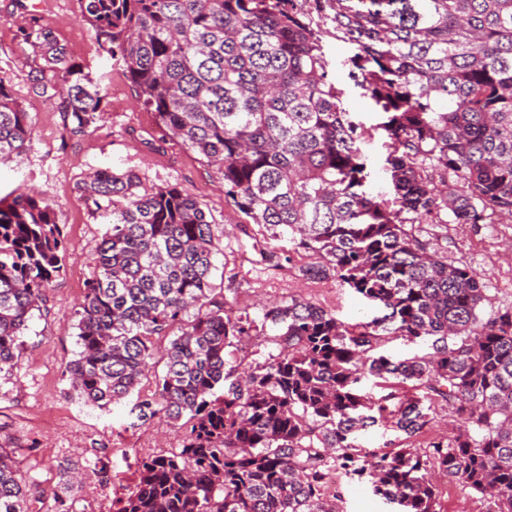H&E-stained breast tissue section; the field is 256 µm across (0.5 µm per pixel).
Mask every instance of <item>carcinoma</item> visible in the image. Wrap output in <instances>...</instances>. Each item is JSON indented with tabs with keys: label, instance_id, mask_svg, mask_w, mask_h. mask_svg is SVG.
<instances>
[{
	"label": "carcinoma",
	"instance_id": "carcinoma-1",
	"mask_svg": "<svg viewBox=\"0 0 512 512\" xmlns=\"http://www.w3.org/2000/svg\"><path fill=\"white\" fill-rule=\"evenodd\" d=\"M78 0L156 123L224 177L254 224L279 231L386 314L348 327L303 298L266 311L277 353L231 361L253 321L215 298L216 246L203 203L177 186L100 168L80 187L109 224L77 311L69 390L104 408L137 395L136 420L189 427L177 453L143 459L116 512H337L335 468L371 477L402 512H439L436 479L512 512V307L483 314L480 276L427 252L415 224L512 220V0ZM326 29L355 48L357 85L387 114L394 196L362 191L364 130L329 77ZM37 94L56 99L68 136L97 129L107 91L41 33ZM0 73V161L31 142L29 113ZM54 203L0 198V373L59 276ZM195 308L190 321L184 313ZM426 352L377 353L384 324ZM168 336L156 389L138 386ZM379 379L388 393L360 391ZM456 432L423 448L367 450L382 420L411 438L434 401ZM37 483L0 448V512H27Z\"/></svg>",
	"mask_w": 512,
	"mask_h": 512
}]
</instances>
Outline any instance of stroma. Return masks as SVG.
I'll use <instances>...</instances> for the list:
<instances>
[{
	"instance_id": "1",
	"label": "stroma",
	"mask_w": 512,
	"mask_h": 512,
	"mask_svg": "<svg viewBox=\"0 0 512 512\" xmlns=\"http://www.w3.org/2000/svg\"><path fill=\"white\" fill-rule=\"evenodd\" d=\"M41 28L50 29L103 85L122 91V105L106 106L93 134L65 135L60 112L33 89L31 73L40 59L18 34ZM322 40L329 75L344 91L343 106L368 132L360 145L368 173L364 190L373 197H389L387 135L381 128L386 116L349 76L353 46L327 33ZM0 70L10 75L12 96L28 112L34 130L20 156L0 162V193L20 188L49 197L65 234L62 272L29 322L17 368L0 375V446L19 449L24 474L38 482L30 512H60L56 494L67 467L83 476L72 512H115L141 459L180 448L187 430L159 417L135 424L128 399L99 409L67 395L65 369L77 350L76 312L106 231L102 218L89 212L78 192L92 170H131L146 186L177 185L193 192L214 224L216 293L255 322H262L268 308L294 297L335 312L348 324L371 321L383 311L336 278L304 277V253L237 212L224 195L222 174L138 105L134 85L99 46L77 0H0ZM414 233L426 248L482 275L485 311L512 307V224H419ZM449 432L448 409L438 406L421 435L409 439L380 423L359 432L357 441L367 448H398ZM334 492L339 512H398L397 505L374 494L364 476L341 475Z\"/></svg>"
}]
</instances>
